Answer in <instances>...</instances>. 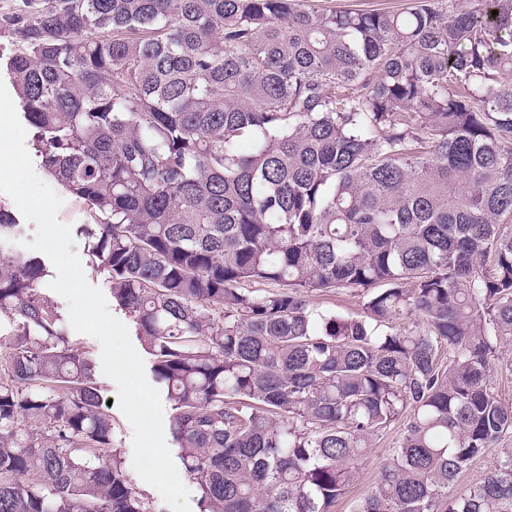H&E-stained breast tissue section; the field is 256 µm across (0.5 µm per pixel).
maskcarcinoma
<instances>
[{
  "instance_id": "obj_1",
  "label": "carcinoma",
  "mask_w": 512,
  "mask_h": 512,
  "mask_svg": "<svg viewBox=\"0 0 512 512\" xmlns=\"http://www.w3.org/2000/svg\"><path fill=\"white\" fill-rule=\"evenodd\" d=\"M0 29L200 512H333L405 416L352 512H512V0H15ZM16 226L0 207V512H153ZM338 290L363 314L311 304ZM319 9H376L400 10L414 5L415 0H308ZM496 368L493 373V381L499 391V395L506 400H512V371L507 372L505 365L512 363V342L500 348L499 359L495 361ZM406 423L407 421L402 420L373 437L371 451L366 462L357 473L355 482L348 493L336 502V506L333 508L334 512H351V501L366 493L375 484L390 458L391 449L403 435Z\"/></svg>"
}]
</instances>
